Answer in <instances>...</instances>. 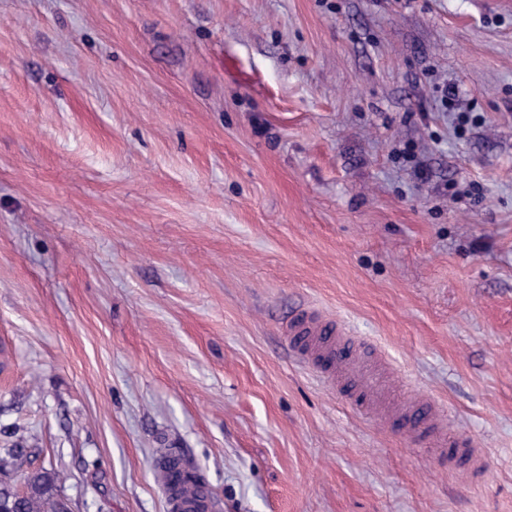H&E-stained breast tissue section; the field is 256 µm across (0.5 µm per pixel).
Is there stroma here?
I'll list each match as a JSON object with an SVG mask.
<instances>
[{
	"label": "stroma",
	"instance_id": "35a3bbf8",
	"mask_svg": "<svg viewBox=\"0 0 512 512\" xmlns=\"http://www.w3.org/2000/svg\"><path fill=\"white\" fill-rule=\"evenodd\" d=\"M302 303L484 474L296 361ZM3 426L69 512H167L161 448L215 512H512V0H0Z\"/></svg>",
	"mask_w": 512,
	"mask_h": 512
}]
</instances>
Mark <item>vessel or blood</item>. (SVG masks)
I'll use <instances>...</instances> for the list:
<instances>
[{
  "label": "vessel or blood",
  "mask_w": 512,
  "mask_h": 512,
  "mask_svg": "<svg viewBox=\"0 0 512 512\" xmlns=\"http://www.w3.org/2000/svg\"><path fill=\"white\" fill-rule=\"evenodd\" d=\"M292 352L328 384L336 386L363 417L423 443L449 469L485 470L486 457L467 438L450 434L440 404L426 394L399 402L394 378L375 347L356 345L343 325L315 310H298L285 326Z\"/></svg>",
  "instance_id": "1"
}]
</instances>
